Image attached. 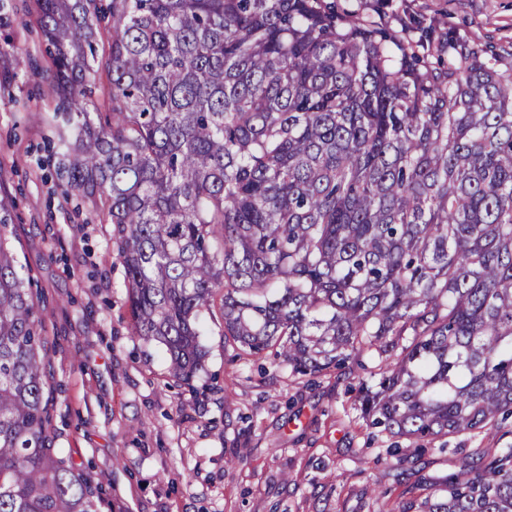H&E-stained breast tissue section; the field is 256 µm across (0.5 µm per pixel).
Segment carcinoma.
I'll return each instance as SVG.
<instances>
[{"label": "carcinoma", "mask_w": 512, "mask_h": 512, "mask_svg": "<svg viewBox=\"0 0 512 512\" xmlns=\"http://www.w3.org/2000/svg\"><path fill=\"white\" fill-rule=\"evenodd\" d=\"M66 182L126 270L134 334L203 369L202 316L290 374L385 361L363 418L415 443L512 415V77L431 63L326 0H38ZM107 77V107L92 85ZM0 224V512H100L51 448L44 309ZM419 480L398 512H512V445Z\"/></svg>", "instance_id": "1"}]
</instances>
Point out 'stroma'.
<instances>
[{
    "mask_svg": "<svg viewBox=\"0 0 512 512\" xmlns=\"http://www.w3.org/2000/svg\"><path fill=\"white\" fill-rule=\"evenodd\" d=\"M360 18L407 25L416 51L429 32L505 57L512 0H335ZM37 0L0 6V220L19 265L38 282L52 344L54 446L102 483L101 512H396L417 477L458 470L483 433L455 434L396 465L403 438L358 412V381L291 375L274 357L234 359L222 320L205 318V369L188 392L168 379L164 345L135 336L112 227L56 187L52 61Z\"/></svg>",
    "mask_w": 512,
    "mask_h": 512,
    "instance_id": "1",
    "label": "stroma"
}]
</instances>
